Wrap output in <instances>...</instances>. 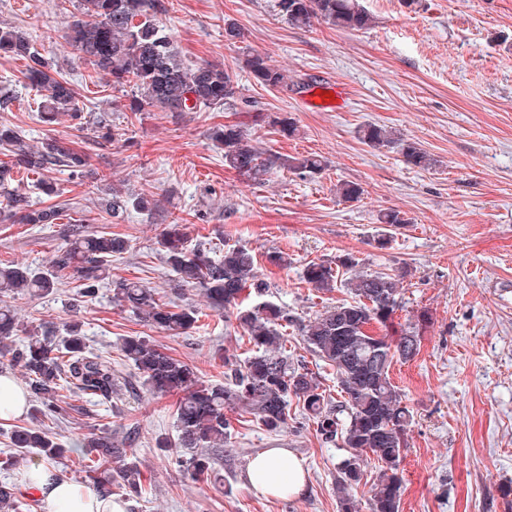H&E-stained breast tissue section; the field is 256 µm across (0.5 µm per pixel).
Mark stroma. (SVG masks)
<instances>
[{"label":"stroma","instance_id":"35a3bbf8","mask_svg":"<svg viewBox=\"0 0 512 512\" xmlns=\"http://www.w3.org/2000/svg\"><path fill=\"white\" fill-rule=\"evenodd\" d=\"M157 18L172 35L183 61L221 62L239 88L236 109L213 108L175 116L170 112L131 114L129 94L92 81V68L67 47L62 33L77 0H0V23L27 31L49 66L73 82L82 117L41 123L35 93L21 81L23 61L0 55V90L12 102L0 122L16 125L30 142L55 134L87 148L93 174L54 172L56 192L36 190L34 177L21 187L36 206H58L56 224L0 222V263L49 268L66 242L70 223L125 238L129 247L114 256L112 279L138 281L158 298L195 306L203 316L179 333L147 325L116 305L111 287L81 301L77 283L66 280L46 295L18 294L9 303L23 327L54 337L79 322L86 347L109 358L129 387L102 404L63 396L62 415H40L29 402L24 416L0 419V459L9 456L13 426L43 427L68 448L66 458L47 462L29 449L15 466L0 469V484L21 488L24 472L50 464L73 483L89 486L74 447L108 432L126 442L127 462L151 481L144 501L113 492L125 512H339L336 481L348 451L326 440L297 400L288 420L271 433L239 410L223 447L212 449L215 475L187 478L168 458L164 444L177 440V396H157L125 361L121 344L146 336L174 358L194 366L212 383L224 380L225 361L242 362L252 345L234 308L210 311L200 290L178 288L160 257L162 229L182 224L191 243L244 245L255 251L258 273L271 285V299L285 307L291 362L315 372L332 398H339L335 372L301 336L299 324L328 307L354 301L344 285L318 291L304 279L309 262L353 255L362 271L394 274L408 269L400 307L381 335L397 342L420 313L430 321L420 350L395 362L390 377L412 413L403 473L401 512H512V0H360L371 24L343 30L325 22L297 28L275 15L268 0H155ZM238 38H228L226 23ZM267 56L287 74L291 90L258 84L246 68L250 54ZM343 85L347 100L336 112L306 104L317 86ZM292 119L295 136L273 126L274 117ZM123 128L121 141H92L100 120ZM368 123L400 132L433 158L428 168L407 164L395 149L362 142ZM238 124L261 150L281 156L316 154L326 163L315 175L283 168L256 182L225 169L224 153L210 138L213 128ZM358 184L359 200L336 195L338 182ZM145 195L153 214L129 211L109 217L113 193ZM406 213L409 224L392 230L387 248L376 237L380 213ZM284 253L276 267L269 255ZM285 448L308 470L305 493L287 499L255 496L247 464L259 452Z\"/></svg>","mask_w":512,"mask_h":512}]
</instances>
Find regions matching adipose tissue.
<instances>
[{
	"mask_svg": "<svg viewBox=\"0 0 512 512\" xmlns=\"http://www.w3.org/2000/svg\"><path fill=\"white\" fill-rule=\"evenodd\" d=\"M247 477L250 490L264 497L298 496L307 486L303 460L284 448H272L254 456L248 464ZM24 481L41 497L47 512H121L111 495L81 488L49 467L29 470Z\"/></svg>",
	"mask_w": 512,
	"mask_h": 512,
	"instance_id": "1",
	"label": "adipose tissue"
}]
</instances>
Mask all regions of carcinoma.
Masks as SVG:
<instances>
[{"label": "carcinoma", "instance_id": "carcinoma-1", "mask_svg": "<svg viewBox=\"0 0 512 512\" xmlns=\"http://www.w3.org/2000/svg\"><path fill=\"white\" fill-rule=\"evenodd\" d=\"M270 7L298 28L321 20L342 29L359 30L371 22L359 0H270ZM63 39L112 89L132 92L133 113L158 110L181 114L211 107L232 108L239 99L237 83L224 65L205 62L189 66L182 61L170 34L156 18L154 0H80L78 13L66 26ZM0 54L25 61L21 78L37 93L40 122L51 124L60 115L78 116L77 89L50 72L26 32L1 25ZM246 67L259 84L288 90L287 75L267 57L253 54L246 59ZM359 135L373 148L398 149L405 162L414 167L430 164L428 154L417 143L383 126L366 124ZM211 137L224 152V166L255 181L275 168L299 175L318 174L324 169L316 155L283 158L261 151L236 124L214 128ZM0 148L9 157L0 164V197L11 216L21 224L56 223L61 212L31 203L29 196L12 187L15 174L23 170L37 176V188L50 195L54 182L45 174L60 169L72 177L82 175L91 167V155L56 136L31 144L5 123H0ZM336 195L346 202L356 201L361 189L353 182H342L336 185ZM131 208L150 213L156 204L144 197L118 194L106 204V212L113 218ZM379 223L386 229L398 228L411 223V219L398 210H389L380 215ZM158 244L178 283L201 289L208 307L215 311L239 304L248 290L261 297L268 288L259 278L253 250L246 246H229L220 256L210 246L200 245L190 251L181 224L166 225ZM127 247L123 238L75 224L67 244L56 252L49 268L0 264V294H48L59 281L73 278L79 281L80 296L92 299L109 276L112 256ZM357 265L350 255L337 258L334 266L311 262L304 278L316 290L329 292L337 286L334 268L347 270ZM405 275V271L394 276L360 273L345 282L356 297L354 302L329 307L302 325L308 346L336 371L342 397L336 403L326 398L314 373L290 364L283 329L292 318L271 302L239 309L237 320L253 343V353L242 364L224 362L228 372L222 384L201 379L193 366L172 357L145 336L125 338L122 352L149 389L156 395L180 396L178 442L168 445L172 463L194 481L209 475L214 468L208 449L224 445L231 436L226 409L237 406L276 433L286 424L288 399L294 397L321 434L341 439L343 447L350 449L339 467L340 512H357L350 490L362 479L363 455L368 452L384 464L372 486L371 512H401L400 463L412 415L391 382L390 368L394 361H408L418 354L427 317L418 316L417 323L407 327L395 345L372 331L371 326H385L391 321L399 307V288ZM112 286L113 300L155 328L185 331L199 322L197 309L182 307L175 311L160 302L153 289L139 282L124 279L112 282ZM19 332L14 309L0 305V357L21 368L43 414H60L63 391L110 401L112 393L120 390L121 376L112 370V361L86 349L78 324H71L68 335L60 340L51 339L47 332H28L18 343ZM9 439L17 451L37 448L50 460L68 452L42 430L16 426ZM81 448L89 462L88 476L98 488L117 485L130 499H143L151 493V484L136 465L125 462L126 449L115 444L112 435L92 437ZM114 462L120 466L112 467Z\"/></svg>", "mask_w": 512, "mask_h": 512}]
</instances>
